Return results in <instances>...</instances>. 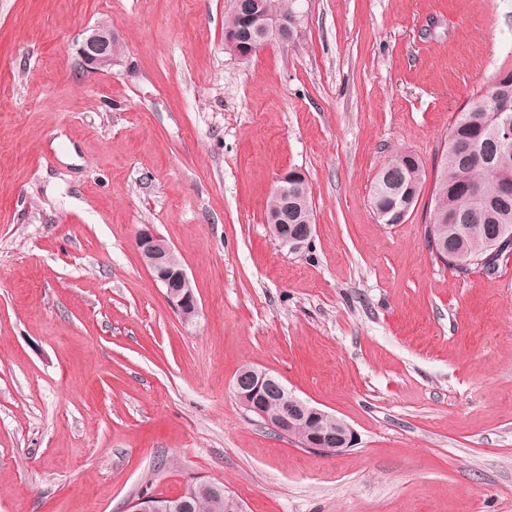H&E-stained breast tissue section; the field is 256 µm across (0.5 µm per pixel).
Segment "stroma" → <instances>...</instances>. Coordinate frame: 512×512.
<instances>
[{"instance_id": "35a3bbf8", "label": "stroma", "mask_w": 512, "mask_h": 512, "mask_svg": "<svg viewBox=\"0 0 512 512\" xmlns=\"http://www.w3.org/2000/svg\"><path fill=\"white\" fill-rule=\"evenodd\" d=\"M303 36L248 60L233 0H0V512H125L224 484L246 512H512V257L457 276L430 192L379 223L374 179L433 169L512 67V0H297ZM114 25L109 69L80 65ZM303 170L315 231L265 224ZM153 227L199 303L144 267ZM246 366L356 435L328 455L247 412ZM89 31L78 49L81 62L93 71L112 66L118 58L114 47L119 42L114 28L109 24H99ZM298 179V171L286 170L280 173L277 177V185L275 188L277 192L282 196L277 194L274 188L267 204L266 217L270 218L272 214L280 212L282 209H284L286 203L285 198L288 200V204L290 201H295L298 203V205H294L291 209L288 205V224H283V230L285 232L289 231V226H292L293 224H299V221L307 220L309 215L312 216L311 224H299L286 235L280 233L281 226L278 224L280 221L278 220L277 216L274 217V224H271L272 229H274L278 236L281 237L282 244L288 248L289 251L298 250L304 245L309 244L313 238L315 226L314 210L307 178H305V181L301 186V198L294 199L291 194H288V185H291L290 191H293L296 186L295 182H297Z\"/></svg>"}]
</instances>
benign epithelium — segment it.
Masks as SVG:
<instances>
[{
  "label": "benign epithelium",
  "mask_w": 512,
  "mask_h": 512,
  "mask_svg": "<svg viewBox=\"0 0 512 512\" xmlns=\"http://www.w3.org/2000/svg\"><path fill=\"white\" fill-rule=\"evenodd\" d=\"M260 35L264 43L278 41L291 33L288 18H270L261 14ZM227 47L238 58L246 60L254 55L257 46L242 42L236 32L225 33ZM118 43V36L109 24H99L90 30L82 40L78 53L83 65L93 71H100L109 67L117 60L114 47ZM299 179V172L286 170L277 177L276 190L279 194L288 196V186L295 185ZM314 225L299 224L291 232L281 236L282 244L290 251H295L309 244L313 238ZM136 248L141 261L147 268L152 279L166 289L168 303L176 310L182 309L184 304L195 300V294L183 265L172 268L174 250L171 245L151 227L141 230L136 239ZM234 393L239 402L249 411L265 419L267 414L263 407L253 403L254 396L281 398L288 404V413L295 416L320 415L327 412L318 409L308 402L288 396V390L281 379L268 371H250L247 378L236 377ZM339 431L336 436L322 434L311 435L307 448L321 452L339 455L353 446L354 434L352 429L342 420H337ZM183 503H164L156 496H140L132 500L127 512H184Z\"/></svg>",
  "instance_id": "1"
}]
</instances>
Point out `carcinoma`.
Here are the masks:
<instances>
[{
  "instance_id": "obj_1",
  "label": "carcinoma",
  "mask_w": 512,
  "mask_h": 512,
  "mask_svg": "<svg viewBox=\"0 0 512 512\" xmlns=\"http://www.w3.org/2000/svg\"><path fill=\"white\" fill-rule=\"evenodd\" d=\"M269 10L288 16L302 29L290 0H264ZM247 24L244 0H234L224 19V30H239ZM509 105L512 113V69L499 71L488 89L473 96L446 133L433 176L430 208L433 222L424 225L427 246L448 247L444 265L464 277L474 268L490 273L500 259L512 254V199L504 200L503 186L512 184V147L499 145L504 130L495 113ZM421 159L400 153L377 174L371 204L378 221L385 224L393 210L414 207L425 183ZM314 215L309 183L301 186V198L288 210L289 226ZM313 432L334 433L336 421L329 417L302 419L286 435L303 444ZM225 487L209 483L190 499L187 512H226Z\"/></svg>"
}]
</instances>
